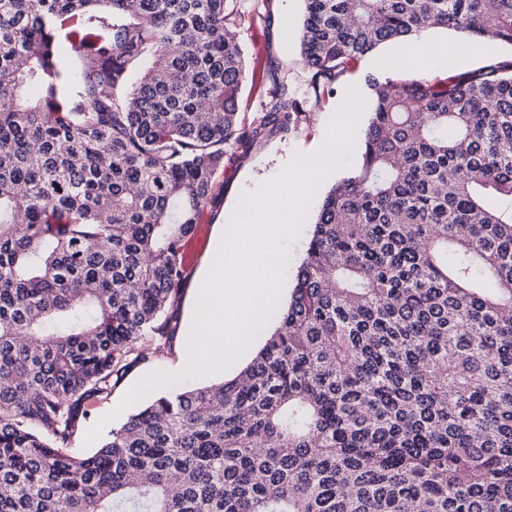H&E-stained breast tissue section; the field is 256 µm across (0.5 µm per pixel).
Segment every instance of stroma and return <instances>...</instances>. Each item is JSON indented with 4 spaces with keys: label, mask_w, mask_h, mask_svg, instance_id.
<instances>
[{
    "label": "stroma",
    "mask_w": 512,
    "mask_h": 512,
    "mask_svg": "<svg viewBox=\"0 0 512 512\" xmlns=\"http://www.w3.org/2000/svg\"><path fill=\"white\" fill-rule=\"evenodd\" d=\"M242 23L238 39L244 52L249 77L243 82L238 101V122L252 125L264 114L271 101V84L259 83L253 70L284 79L290 90L304 97L306 118L298 129L282 131L267 127L248 145H228L224 165L214 178L210 200L202 210L200 223L203 237L195 243L192 258L184 270L180 299L168 314L175 329V340L164 353L154 351L152 342H144L143 356L104 399L85 406L69 442L72 454H89L85 444L87 430L102 416L113 410L126 393L142 378L156 371L177 372L180 360L189 344V327L195 298L194 282L205 266L212 242L219 229L225 227L229 214L236 208L242 193L255 191L273 180L295 154H313L325 136V124L342 105L349 88L367 94V75L385 68L392 51L391 45L381 46L375 53L362 59L359 67L338 79L321 99L306 95L309 70L301 62L299 29L303 20V0H240ZM478 52L461 59H451L437 66L420 59H409L396 67L399 75H426L444 78L471 70L492 59L512 56V47L494 41L478 40Z\"/></svg>",
    "instance_id": "1"
}]
</instances>
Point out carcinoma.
Segmentation results:
<instances>
[{"label":"carcinoma","instance_id":"cac0c4a2","mask_svg":"<svg viewBox=\"0 0 512 512\" xmlns=\"http://www.w3.org/2000/svg\"><path fill=\"white\" fill-rule=\"evenodd\" d=\"M309 93L512 0H305ZM238 0H0V512H512V59L367 79L358 167L238 376L177 387L93 454L79 411L164 351L180 249L237 120Z\"/></svg>","mask_w":512,"mask_h":512}]
</instances>
